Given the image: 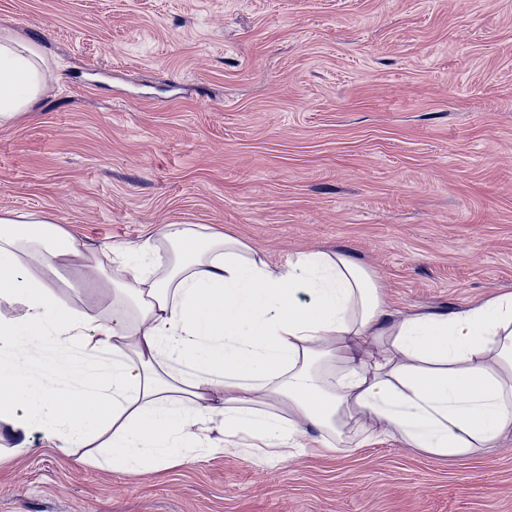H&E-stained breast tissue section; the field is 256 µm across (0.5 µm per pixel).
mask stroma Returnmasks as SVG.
Instances as JSON below:
<instances>
[{
  "label": "stroma",
  "instance_id": "stroma-1",
  "mask_svg": "<svg viewBox=\"0 0 512 512\" xmlns=\"http://www.w3.org/2000/svg\"><path fill=\"white\" fill-rule=\"evenodd\" d=\"M53 72L0 126V210L85 251L169 224L271 260L340 250L394 307L512 292V0H0ZM58 299L108 318L78 266ZM129 474L0 423V512H512V435L432 457L383 436Z\"/></svg>",
  "mask_w": 512,
  "mask_h": 512
}]
</instances>
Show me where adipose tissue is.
I'll use <instances>...</instances> for the list:
<instances>
[{
	"label": "adipose tissue",
	"instance_id": "adipose-tissue-1",
	"mask_svg": "<svg viewBox=\"0 0 512 512\" xmlns=\"http://www.w3.org/2000/svg\"><path fill=\"white\" fill-rule=\"evenodd\" d=\"M51 79L36 46L0 33V125ZM77 260L99 276L100 257L51 214L0 211V301L26 308L0 315V422L15 437L102 438L113 468L143 472L186 459L217 417L225 446L284 455L349 447L364 422L434 457L512 433V294L398 311L345 252L274 262L232 235L171 224L126 252L104 321L32 272Z\"/></svg>",
	"mask_w": 512,
	"mask_h": 512
}]
</instances>
